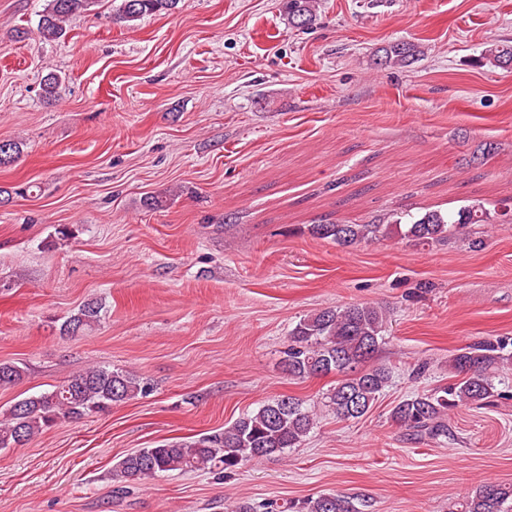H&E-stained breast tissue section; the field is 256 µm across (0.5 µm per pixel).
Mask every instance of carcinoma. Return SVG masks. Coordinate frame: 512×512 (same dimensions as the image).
<instances>
[{"label": "carcinoma", "instance_id": "1", "mask_svg": "<svg viewBox=\"0 0 512 512\" xmlns=\"http://www.w3.org/2000/svg\"><path fill=\"white\" fill-rule=\"evenodd\" d=\"M179 0H120L116 20L131 27L146 16L169 13ZM97 0H47L38 21L44 40L65 36L66 20L89 11ZM288 20L307 27L316 19L313 0H283ZM485 58L502 68L512 66V46L492 44ZM20 144L0 141V166L14 162ZM487 214L468 206L456 214L427 212L403 226L382 224H313L311 233L340 245L368 242L400 234L422 245L448 238V231L466 233L471 224H483ZM100 321V307L86 303L67 318L61 331L77 335ZM385 316L368 304L326 309L301 319L292 329L283 364L288 375L306 379L336 373L343 376L325 396L326 406L341 419L357 420L370 412L388 385L390 372L365 367L383 339ZM502 341L483 340L459 348L450 359L458 380L445 387L414 394L398 402L390 419L416 436L448 437V414L463 405H479L494 396L493 370L501 361ZM24 368L0 362V386L14 384ZM147 393V384L130 371L92 366L61 381L52 390L17 401L0 416V449L25 445L62 419H77L108 410ZM315 424L313 410L291 396H278L238 417L224 431L192 441L167 442L126 454L112 469V481L126 483L162 474L207 472L224 474L239 466L297 448ZM264 512H354L347 498L323 493L297 501H268ZM456 512H512V484L486 482L467 493Z\"/></svg>", "mask_w": 512, "mask_h": 512}]
</instances>
